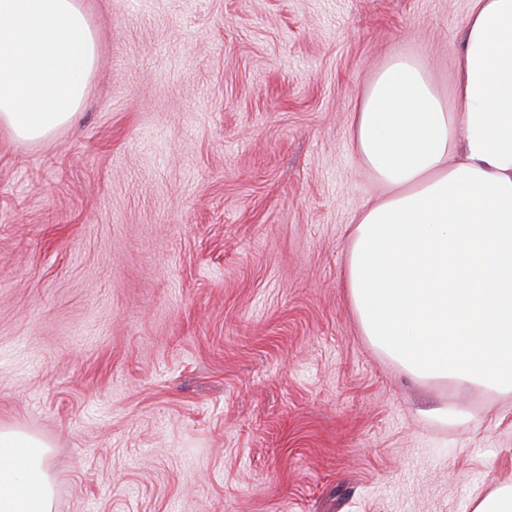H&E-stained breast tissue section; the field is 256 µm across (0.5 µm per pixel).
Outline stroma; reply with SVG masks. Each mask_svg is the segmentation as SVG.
<instances>
[{
	"mask_svg": "<svg viewBox=\"0 0 512 512\" xmlns=\"http://www.w3.org/2000/svg\"><path fill=\"white\" fill-rule=\"evenodd\" d=\"M79 112L0 124V421L55 512H472L512 398L363 335L350 116L390 60L455 98L472 0H79ZM447 417H440V409Z\"/></svg>",
	"mask_w": 512,
	"mask_h": 512,
	"instance_id": "1",
	"label": "stroma"
}]
</instances>
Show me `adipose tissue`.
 <instances>
[{"label":"adipose tissue","mask_w":512,"mask_h":512,"mask_svg":"<svg viewBox=\"0 0 512 512\" xmlns=\"http://www.w3.org/2000/svg\"><path fill=\"white\" fill-rule=\"evenodd\" d=\"M456 104L395 57L351 116L389 195L349 232L345 278L370 342L417 378L512 394V0H474ZM95 38L78 0H0V123L46 137L79 111ZM46 445L0 423V512H54Z\"/></svg>","instance_id":"obj_1"}]
</instances>
